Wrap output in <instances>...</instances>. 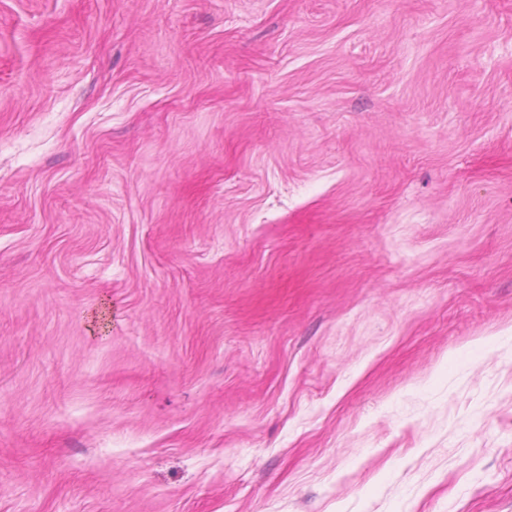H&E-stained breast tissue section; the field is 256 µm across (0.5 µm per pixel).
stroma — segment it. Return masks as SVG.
<instances>
[{
  "mask_svg": "<svg viewBox=\"0 0 512 512\" xmlns=\"http://www.w3.org/2000/svg\"><path fill=\"white\" fill-rule=\"evenodd\" d=\"M0 512H512V0H0Z\"/></svg>",
  "mask_w": 512,
  "mask_h": 512,
  "instance_id": "35a3bbf8",
  "label": "stroma"
}]
</instances>
